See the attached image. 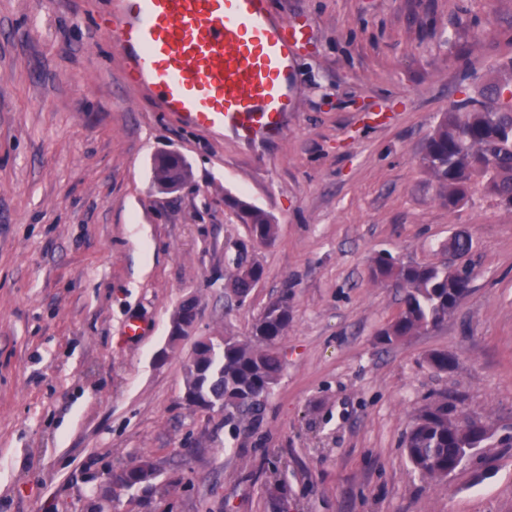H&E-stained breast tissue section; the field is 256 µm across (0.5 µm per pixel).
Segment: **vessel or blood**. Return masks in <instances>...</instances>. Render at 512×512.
I'll use <instances>...</instances> for the list:
<instances>
[{"mask_svg": "<svg viewBox=\"0 0 512 512\" xmlns=\"http://www.w3.org/2000/svg\"><path fill=\"white\" fill-rule=\"evenodd\" d=\"M99 29L125 82L186 127L255 142L294 109L306 32L276 17L272 0H113Z\"/></svg>", "mask_w": 512, "mask_h": 512, "instance_id": "obj_1", "label": "vessel or blood"}]
</instances>
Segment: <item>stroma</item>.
Returning <instances> with one entry per match:
<instances>
[{
  "mask_svg": "<svg viewBox=\"0 0 512 512\" xmlns=\"http://www.w3.org/2000/svg\"><path fill=\"white\" fill-rule=\"evenodd\" d=\"M108 8L0 0V512H512V208L479 187L448 207L420 167L443 112L505 82L512 0H274L309 41L295 110L258 145L127 85L98 31ZM163 152L192 166L168 193ZM237 199L275 217L274 243ZM458 232L468 295L383 343L402 293L374 259L443 264ZM242 254L264 275L241 303ZM285 291V368L261 410L240 426L188 406L196 336L248 339ZM190 296L196 335L159 359ZM441 398L492 435L431 480L403 441ZM138 454L157 479L112 487Z\"/></svg>",
  "mask_w": 512,
  "mask_h": 512,
  "instance_id": "35a3bbf8",
  "label": "stroma"
}]
</instances>
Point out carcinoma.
<instances>
[{"mask_svg": "<svg viewBox=\"0 0 512 512\" xmlns=\"http://www.w3.org/2000/svg\"><path fill=\"white\" fill-rule=\"evenodd\" d=\"M503 92L502 86L491 84L479 96L462 100L443 114L426 141L422 168L450 207L464 201L475 184L512 206V104L503 102ZM190 176L189 164L175 156L166 153L155 158L153 178L158 186L182 184ZM234 205L255 239H275L277 224L271 214L241 200ZM262 275L260 264L237 259L230 274L232 291L241 300L247 298L249 281L256 282ZM371 276L390 280L404 291L400 312L381 332L388 343L446 322L470 285L447 264L402 263L390 254L374 260ZM290 320V294L285 291L256 320L249 339L226 336L224 345L217 347L196 342L186 366L185 388L192 390L200 405L224 412L228 420L254 414L283 372L278 342ZM467 421L444 401L421 408L405 441L414 469L426 478L441 479L457 468L465 449L478 448L485 441L464 430ZM156 478L147 455L112 472V483L125 489L150 484Z\"/></svg>", "mask_w": 512, "mask_h": 512, "instance_id": "carcinoma-1", "label": "carcinoma"}]
</instances>
